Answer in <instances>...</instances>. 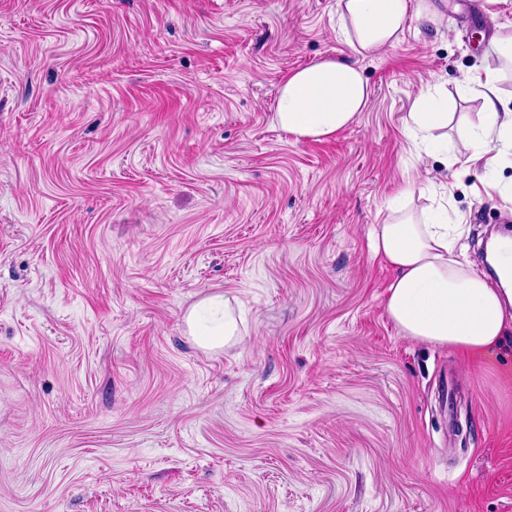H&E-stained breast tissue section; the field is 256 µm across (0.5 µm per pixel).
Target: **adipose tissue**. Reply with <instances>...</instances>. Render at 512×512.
Returning a JSON list of instances; mask_svg holds the SVG:
<instances>
[{"instance_id": "ef3b65f1", "label": "adipose tissue", "mask_w": 512, "mask_h": 512, "mask_svg": "<svg viewBox=\"0 0 512 512\" xmlns=\"http://www.w3.org/2000/svg\"><path fill=\"white\" fill-rule=\"evenodd\" d=\"M340 29L353 52L366 57L398 44L409 16L434 21V0H338ZM485 64L466 87L482 101V123L463 143L468 162L497 165L492 144L512 136V109L500 89L494 60L512 61V35L495 37ZM370 87L361 68L343 58H325L291 72L277 95L274 119L296 139L322 140L349 126L363 111ZM464 224L436 215L391 207L373 225L374 254L392 270L385 308L401 335L433 346H448L480 357L512 331L502 289L492 286L466 259ZM186 322L195 341L215 349L239 334L232 298L208 295L195 303Z\"/></svg>"}]
</instances>
